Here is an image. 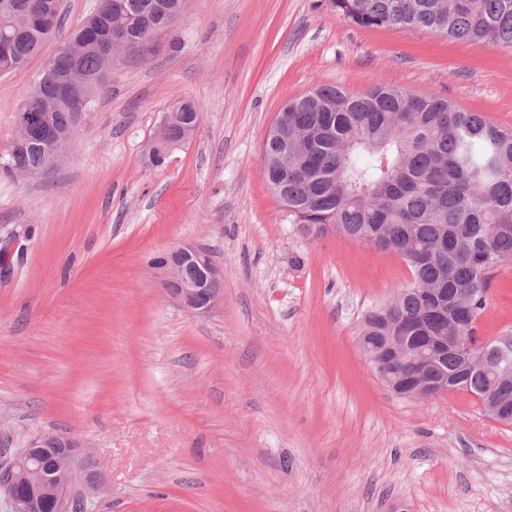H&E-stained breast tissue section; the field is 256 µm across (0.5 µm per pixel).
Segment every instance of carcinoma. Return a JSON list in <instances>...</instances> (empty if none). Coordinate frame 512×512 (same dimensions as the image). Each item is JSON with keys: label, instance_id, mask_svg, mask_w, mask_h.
<instances>
[{"label": "carcinoma", "instance_id": "1", "mask_svg": "<svg viewBox=\"0 0 512 512\" xmlns=\"http://www.w3.org/2000/svg\"><path fill=\"white\" fill-rule=\"evenodd\" d=\"M39 0H0V28L22 27ZM148 0H115L124 9L130 40L146 46L172 24L145 9ZM336 16L363 28L424 31L483 47L512 50V0H328ZM45 38L17 45L25 61ZM100 54L88 47L80 65L91 74ZM172 111L192 125L199 107L177 102ZM288 153L265 139L263 167L280 185L277 198L300 224L336 225L359 243L383 230L382 250L402 259L408 286L389 299L394 325L409 320L419 336L448 337L436 379L448 392L485 397L512 416V357L477 336L496 270L512 261V129L461 109L435 94L390 85L351 94L321 85L286 101ZM38 169L43 155L28 150L9 164Z\"/></svg>", "mask_w": 512, "mask_h": 512}]
</instances>
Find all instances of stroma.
Listing matches in <instances>:
<instances>
[{"label": "stroma", "mask_w": 512, "mask_h": 512, "mask_svg": "<svg viewBox=\"0 0 512 512\" xmlns=\"http://www.w3.org/2000/svg\"><path fill=\"white\" fill-rule=\"evenodd\" d=\"M97 0L0 75V154L46 61ZM438 94L512 128V51L361 28L326 0H190L120 56L69 157L0 171V465L29 435L75 434L106 480L92 512H512V425L456 392L415 401L370 369L366 311L411 274L340 235L303 234L270 189L264 138L319 85ZM194 136L153 166L176 101ZM187 244L224 271L186 312L158 257ZM512 331V262L480 335Z\"/></svg>", "instance_id": "obj_1"}]
</instances>
